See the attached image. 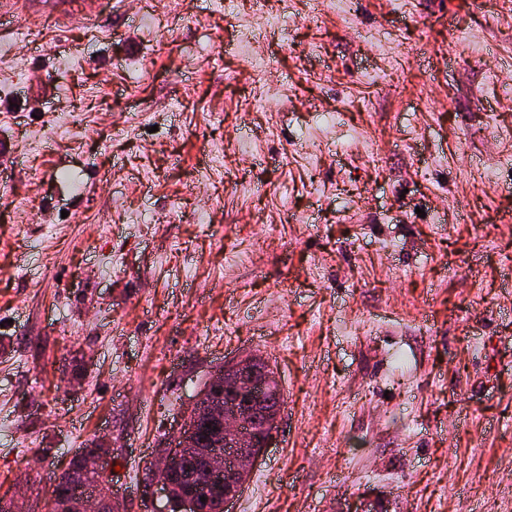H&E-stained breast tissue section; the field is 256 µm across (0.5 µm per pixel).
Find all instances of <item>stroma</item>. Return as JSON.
<instances>
[{
  "label": "stroma",
  "mask_w": 512,
  "mask_h": 512,
  "mask_svg": "<svg viewBox=\"0 0 512 512\" xmlns=\"http://www.w3.org/2000/svg\"><path fill=\"white\" fill-rule=\"evenodd\" d=\"M249 353L284 404L231 512H512V0L0 21V495L103 441L159 512Z\"/></svg>",
  "instance_id": "1"
}]
</instances>
